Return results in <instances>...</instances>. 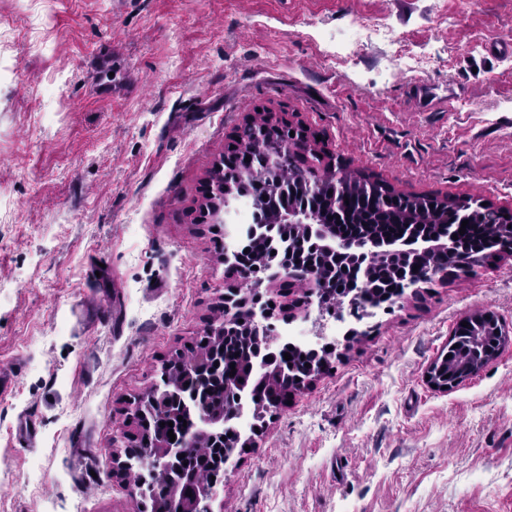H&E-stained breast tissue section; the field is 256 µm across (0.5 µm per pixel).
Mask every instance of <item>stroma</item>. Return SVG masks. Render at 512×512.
<instances>
[{
    "label": "stroma",
    "mask_w": 512,
    "mask_h": 512,
    "mask_svg": "<svg viewBox=\"0 0 512 512\" xmlns=\"http://www.w3.org/2000/svg\"><path fill=\"white\" fill-rule=\"evenodd\" d=\"M359 22L378 35L337 56ZM259 111L320 135L323 164L512 216V0H0V512H137L135 407L224 318L238 278L197 216ZM486 307L512 328L511 255L352 342L299 310L336 350L227 465L223 512H512V343L427 381Z\"/></svg>",
    "instance_id": "stroma-1"
}]
</instances>
